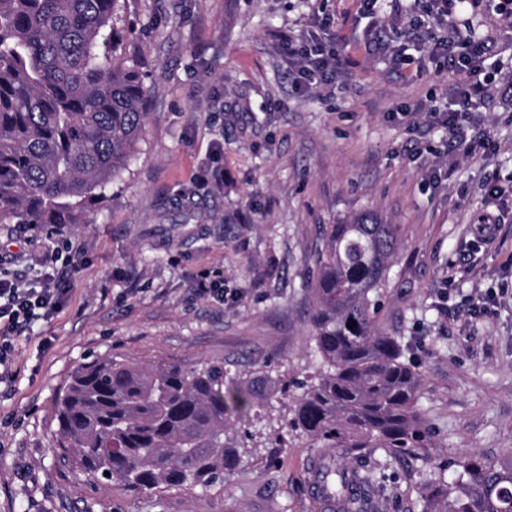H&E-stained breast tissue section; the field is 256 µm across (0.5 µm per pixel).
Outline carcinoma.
<instances>
[{
	"instance_id": "obj_1",
	"label": "carcinoma",
	"mask_w": 512,
	"mask_h": 512,
	"mask_svg": "<svg viewBox=\"0 0 512 512\" xmlns=\"http://www.w3.org/2000/svg\"><path fill=\"white\" fill-rule=\"evenodd\" d=\"M119 6L0 0V224H77L126 169L146 112L137 63H115ZM399 238L400 227L373 211L324 229L309 321L320 372L294 398L289 421L323 448L409 456L429 445L422 375L377 323ZM223 382L218 364L97 359L56 400L58 443L93 482L209 487L242 466L232 409L260 407L275 390L253 374L228 400ZM449 466L452 480L440 473L421 487L423 512H512L511 453L496 463L467 453ZM318 478L338 512H368L372 470L330 455Z\"/></svg>"
}]
</instances>
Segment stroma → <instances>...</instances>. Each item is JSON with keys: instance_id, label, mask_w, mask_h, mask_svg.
<instances>
[{"instance_id": "1", "label": "stroma", "mask_w": 512, "mask_h": 512, "mask_svg": "<svg viewBox=\"0 0 512 512\" xmlns=\"http://www.w3.org/2000/svg\"><path fill=\"white\" fill-rule=\"evenodd\" d=\"M329 18L355 63L301 92L286 48ZM409 22L387 9L368 18L361 0H121L145 130L84 223L64 227L82 258L66 307L14 343V376L0 384V512H316L306 467L320 450L286 432L281 396L233 417L235 474L150 493L79 476L56 443L54 404L96 357L220 363L228 395L254 373L282 385L314 376L322 227L370 209L401 227L379 328L419 364L431 431L427 449L400 460L354 451L384 478L376 512H421L419 488L462 454L512 453V198L490 193L512 187V24L481 2L424 32ZM466 28L494 43L490 104L472 115L495 144L486 160L450 153L441 118L411 117L452 94L428 36ZM376 38L390 52L367 54ZM485 210L501 217L489 241L472 224ZM42 245L0 224V271L31 275ZM204 272L219 274L223 300L199 294ZM485 293L495 299L478 307Z\"/></svg>"}]
</instances>
